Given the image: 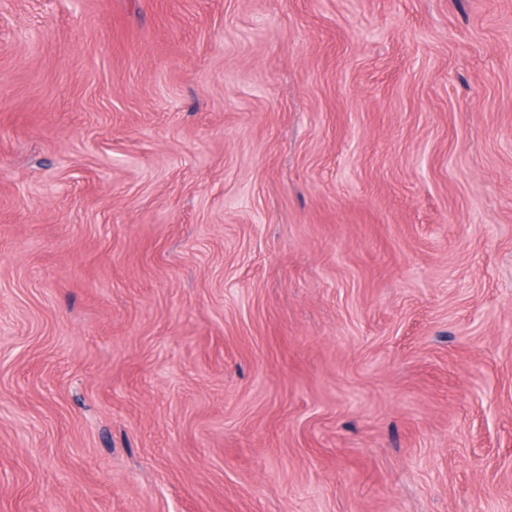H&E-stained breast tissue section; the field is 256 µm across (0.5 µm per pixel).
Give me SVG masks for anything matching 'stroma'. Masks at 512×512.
I'll list each match as a JSON object with an SVG mask.
<instances>
[{
	"label": "stroma",
	"instance_id": "35a3bbf8",
	"mask_svg": "<svg viewBox=\"0 0 512 512\" xmlns=\"http://www.w3.org/2000/svg\"><path fill=\"white\" fill-rule=\"evenodd\" d=\"M0 512H512V0H0Z\"/></svg>",
	"mask_w": 512,
	"mask_h": 512
}]
</instances>
